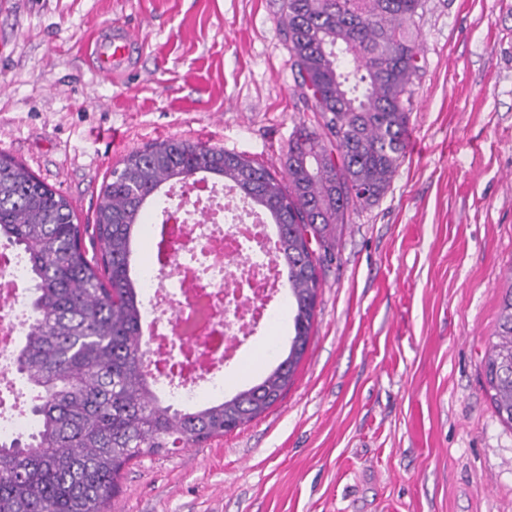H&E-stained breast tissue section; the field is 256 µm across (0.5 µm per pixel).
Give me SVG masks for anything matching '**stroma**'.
<instances>
[{
  "instance_id": "35a3bbf8",
  "label": "stroma",
  "mask_w": 512,
  "mask_h": 512,
  "mask_svg": "<svg viewBox=\"0 0 512 512\" xmlns=\"http://www.w3.org/2000/svg\"><path fill=\"white\" fill-rule=\"evenodd\" d=\"M282 3L0 0V151L83 224L112 169L154 142L283 173L297 126L318 116ZM422 4L406 155L338 228L293 384L245 427L132 462L108 512H512V427L483 369L512 286V0ZM109 25L134 38L114 83L85 55ZM287 338L284 324L251 336L225 395L275 366Z\"/></svg>"
}]
</instances>
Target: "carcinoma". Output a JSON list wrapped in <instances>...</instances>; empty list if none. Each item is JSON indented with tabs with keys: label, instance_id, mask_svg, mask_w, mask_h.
<instances>
[{
	"label": "carcinoma",
	"instance_id": "1",
	"mask_svg": "<svg viewBox=\"0 0 512 512\" xmlns=\"http://www.w3.org/2000/svg\"><path fill=\"white\" fill-rule=\"evenodd\" d=\"M421 0H283L279 21L318 128L297 126L285 179L235 152L169 139L125 156L93 224L23 163L0 153V241L28 259L32 320L15 367L35 393L32 442H0V512H105L125 468L245 426L288 390L314 333L320 269L349 209L386 192L405 156ZM213 176L269 216L295 314L286 357L220 402L177 409L142 350L131 274L142 209L162 187ZM90 245H85V242ZM486 393L512 426V288L484 356Z\"/></svg>",
	"mask_w": 512,
	"mask_h": 512
}]
</instances>
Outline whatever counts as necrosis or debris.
<instances>
[{"label":"necrosis or debris","instance_id":"necrosis-or-debris-1","mask_svg":"<svg viewBox=\"0 0 512 512\" xmlns=\"http://www.w3.org/2000/svg\"><path fill=\"white\" fill-rule=\"evenodd\" d=\"M175 216L166 249H151L138 271L143 307L170 333L150 337L157 383L180 385L183 401L223 395L220 370L240 343L283 304L275 232L230 190L196 182ZM25 259L0 245V386L12 381L19 339L30 324Z\"/></svg>","mask_w":512,"mask_h":512}]
</instances>
